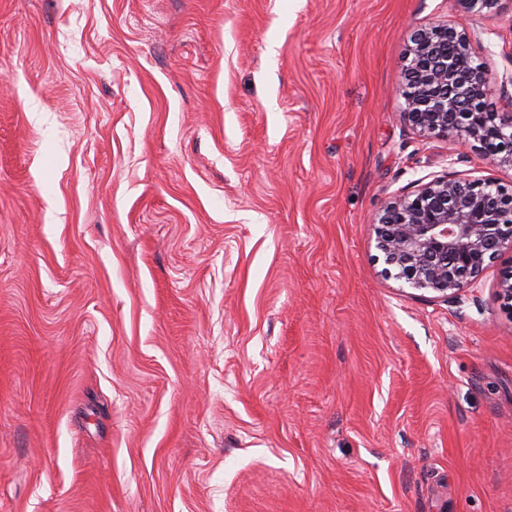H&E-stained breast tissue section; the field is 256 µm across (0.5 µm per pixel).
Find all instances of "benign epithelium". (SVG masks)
Here are the masks:
<instances>
[{
	"instance_id": "7a95c632",
	"label": "benign epithelium",
	"mask_w": 512,
	"mask_h": 512,
	"mask_svg": "<svg viewBox=\"0 0 512 512\" xmlns=\"http://www.w3.org/2000/svg\"><path fill=\"white\" fill-rule=\"evenodd\" d=\"M475 14L504 0H457ZM477 34L447 24L419 30L399 89L404 123L418 136L478 150L493 165L512 166V113L491 112L490 73L473 55ZM377 259L387 277L448 301L476 283L502 251L512 250V188L446 171L393 195L375 222Z\"/></svg>"
}]
</instances>
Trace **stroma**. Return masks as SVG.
<instances>
[{
  "label": "stroma",
  "instance_id": "1",
  "mask_svg": "<svg viewBox=\"0 0 512 512\" xmlns=\"http://www.w3.org/2000/svg\"><path fill=\"white\" fill-rule=\"evenodd\" d=\"M458 0H0V512H512V251L385 277L383 202Z\"/></svg>",
  "mask_w": 512,
  "mask_h": 512
}]
</instances>
